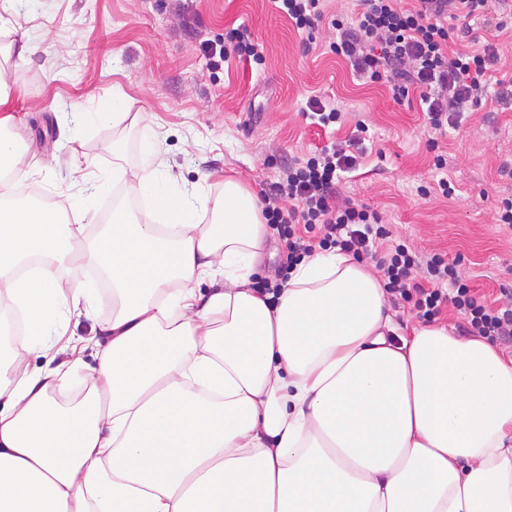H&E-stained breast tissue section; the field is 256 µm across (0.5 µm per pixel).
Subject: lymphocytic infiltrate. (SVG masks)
Here are the masks:
<instances>
[{
	"label": "lymphocytic infiltrate",
	"mask_w": 512,
	"mask_h": 512,
	"mask_svg": "<svg viewBox=\"0 0 512 512\" xmlns=\"http://www.w3.org/2000/svg\"><path fill=\"white\" fill-rule=\"evenodd\" d=\"M489 0H417L407 8L402 0H361L351 23L333 21L336 39L330 49L349 61L368 82L386 85L394 101L421 92L432 129L458 126L484 94H492L502 109H512V88L492 90L489 73L500 60L496 46L479 51L453 48L445 18H471ZM209 60L229 56L261 62L264 46L234 28L223 43H203ZM360 139L349 147L324 146L311 157L294 161L283 177L263 195V216L284 241L279 281L257 282L259 293L278 294L281 281L316 250L337 248L356 259H373L393 303H406L417 316L431 320L452 306L467 321L470 335L497 343L512 339V303L493 305L475 294L460 273L458 261L433 254L419 257L403 242L388 244L389 233L377 211L340 203L342 172L358 163ZM386 252H379V245Z\"/></svg>",
	"instance_id": "lymphocytic-infiltrate-1"
}]
</instances>
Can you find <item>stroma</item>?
Listing matches in <instances>:
<instances>
[{
    "label": "stroma",
    "instance_id": "35a3bbf8",
    "mask_svg": "<svg viewBox=\"0 0 512 512\" xmlns=\"http://www.w3.org/2000/svg\"><path fill=\"white\" fill-rule=\"evenodd\" d=\"M357 0H326L314 36L298 31L269 0H16L0 50L28 42L33 52L10 73L18 92L11 108L16 133L33 164L21 191L38 194L82 220L96 238L108 195L83 183L78 168L96 171L115 192L124 173L142 164L139 129L85 124L83 113L108 109L113 96L150 113L157 149L180 185L204 182L217 194L225 178L261 192L288 164L330 143L355 137L364 123L359 167L341 175V200L377 210L393 241L420 255L459 259L464 278L487 301L512 290V227L496 220L512 198V111L483 100L460 126L431 130L419 91L394 102L381 83L365 84L332 53L330 19H351ZM494 7L471 22L462 43L497 46L496 80H512V29L499 30ZM263 42L265 61L238 58L207 66L200 45L222 42L235 27ZM318 98L342 113L320 128L303 116ZM447 160L436 168V154ZM448 180L452 195L438 182ZM91 200L93 214L80 206Z\"/></svg>",
    "mask_w": 512,
    "mask_h": 512
}]
</instances>
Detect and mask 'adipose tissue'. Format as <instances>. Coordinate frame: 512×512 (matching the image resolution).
<instances>
[{"mask_svg":"<svg viewBox=\"0 0 512 512\" xmlns=\"http://www.w3.org/2000/svg\"><path fill=\"white\" fill-rule=\"evenodd\" d=\"M11 99L0 73V304L26 323L0 355V512H512V358L443 325L402 337L380 277L338 250L257 293V195L228 179L191 200L121 98L93 119L141 128L128 190L152 219L114 205L84 243L16 191ZM76 244L112 282V315L83 341L61 322L94 307L61 271ZM61 335L59 360L28 369ZM77 374L83 397L60 402Z\"/></svg>","mask_w":512,"mask_h":512,"instance_id":"adipose-tissue-1","label":"adipose tissue"}]
</instances>
